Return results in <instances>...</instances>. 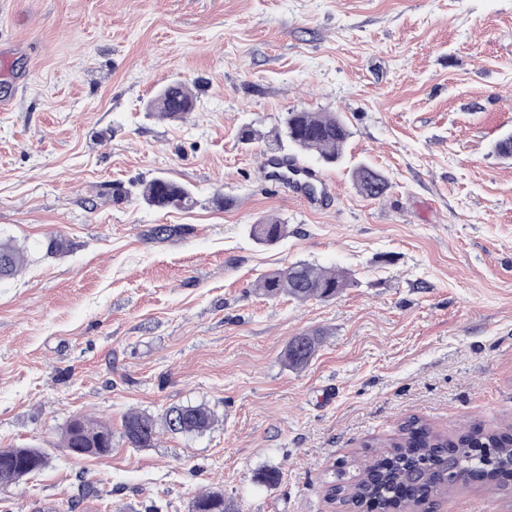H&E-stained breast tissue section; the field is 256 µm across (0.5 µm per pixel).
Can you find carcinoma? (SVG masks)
<instances>
[{
  "mask_svg": "<svg viewBox=\"0 0 512 512\" xmlns=\"http://www.w3.org/2000/svg\"><path fill=\"white\" fill-rule=\"evenodd\" d=\"M196 97L180 81L165 85L152 98L147 109L162 116L181 120L194 111ZM284 135L301 152L317 153L324 161L335 163L344 153L351 132L344 119L334 112H288L283 118ZM359 192L371 199L383 198L389 183L377 169L361 164L353 171ZM143 201L158 209H190L196 200L189 188L167 177H156L141 190ZM253 238L262 244L275 243L287 235V225L278 219L251 228ZM27 255L12 240L0 241V281L14 276L23 267ZM347 279L334 270L298 261L260 279L257 290L276 298L281 294L298 301L336 296ZM298 348L287 345L283 360L291 369L309 364L319 345L314 335L300 336ZM215 422L213 412L204 404L173 406L155 418L142 412H130L122 419L123 437L133 448H153L159 434L170 432L202 433ZM62 447L76 455L106 456L112 453V428L103 421L73 416L62 433ZM32 458L43 469L48 457L41 448H0V490L27 477L17 463ZM356 479L348 482L337 477L328 486L333 503L348 509L370 503L411 512L419 502L434 505L458 482L455 475L482 474L489 487H497V474L512 471V434L495 429L468 428L453 436L434 431L417 417L399 425L398 432L383 445V451L358 463ZM191 512H233L224 494L209 491L195 496Z\"/></svg>",
  "mask_w": 512,
  "mask_h": 512,
  "instance_id": "carcinoma-1",
  "label": "carcinoma"
}]
</instances>
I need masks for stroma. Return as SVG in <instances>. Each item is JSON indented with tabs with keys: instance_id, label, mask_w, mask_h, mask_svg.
I'll list each match as a JSON object with an SVG mask.
<instances>
[{
	"instance_id": "obj_1",
	"label": "stroma",
	"mask_w": 512,
	"mask_h": 512,
	"mask_svg": "<svg viewBox=\"0 0 512 512\" xmlns=\"http://www.w3.org/2000/svg\"><path fill=\"white\" fill-rule=\"evenodd\" d=\"M173 81L196 95L182 121L146 110ZM296 110L345 118L339 163L279 138ZM506 133L512 0H0V237L30 256L0 283V448L49 455L0 512H189L204 490L240 512H334L335 472L353 479L409 417L512 426ZM270 155L331 179L320 209L266 180ZM362 163L384 198L358 192ZM158 176L195 207L145 204ZM271 216L287 236L256 242ZM295 261L350 283L256 293ZM303 333L321 342L296 372L282 353ZM187 403L214 425L125 442V413ZM76 415L111 424V455L61 450ZM438 512H512V494L466 480ZM353 176L359 192L368 198L381 199L389 189V183L384 175L369 165L357 166Z\"/></svg>"
}]
</instances>
